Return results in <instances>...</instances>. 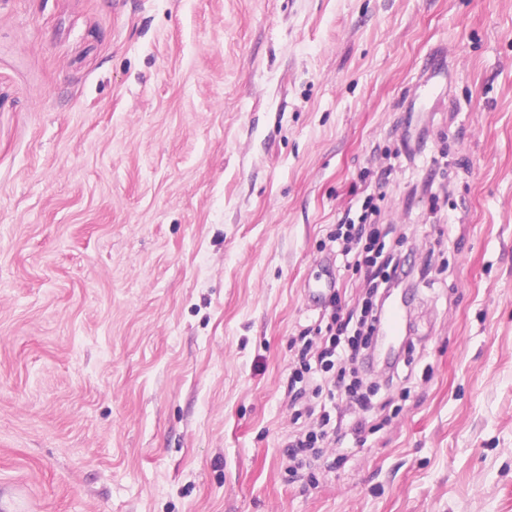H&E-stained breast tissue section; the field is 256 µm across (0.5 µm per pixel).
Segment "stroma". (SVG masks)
I'll use <instances>...</instances> for the list:
<instances>
[{"instance_id":"35a3bbf8","label":"stroma","mask_w":512,"mask_h":512,"mask_svg":"<svg viewBox=\"0 0 512 512\" xmlns=\"http://www.w3.org/2000/svg\"><path fill=\"white\" fill-rule=\"evenodd\" d=\"M368 195L410 375L294 475ZM0 512H512V0H0Z\"/></svg>"}]
</instances>
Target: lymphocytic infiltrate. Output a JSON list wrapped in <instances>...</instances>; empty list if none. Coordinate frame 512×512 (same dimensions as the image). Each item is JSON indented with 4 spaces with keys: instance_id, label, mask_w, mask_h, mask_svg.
Here are the masks:
<instances>
[{
    "instance_id": "f902f5d3",
    "label": "lymphocytic infiltrate",
    "mask_w": 512,
    "mask_h": 512,
    "mask_svg": "<svg viewBox=\"0 0 512 512\" xmlns=\"http://www.w3.org/2000/svg\"><path fill=\"white\" fill-rule=\"evenodd\" d=\"M371 198L359 212L331 228L322 242L346 266L361 269L366 296L361 307L332 312L321 336L302 335L292 381L297 389L288 402L296 428L284 454L296 468L314 466L324 444L361 442L378 387L363 388V376L379 373L393 383L399 358L375 359L370 351L383 325L385 295L409 276L408 256L400 243L387 241L373 220Z\"/></svg>"
}]
</instances>
